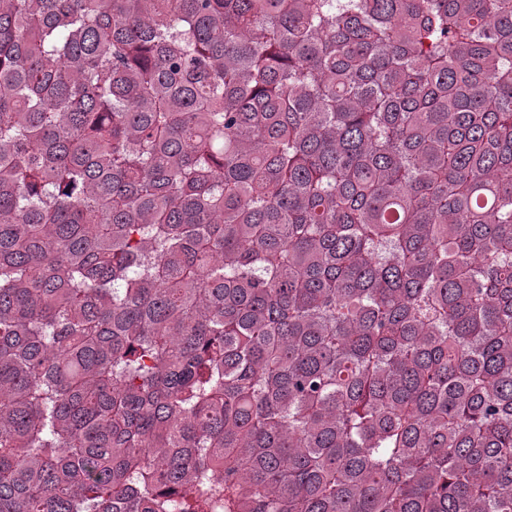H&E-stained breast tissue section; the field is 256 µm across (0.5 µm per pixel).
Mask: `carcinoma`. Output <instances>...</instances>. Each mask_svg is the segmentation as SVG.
<instances>
[{
	"label": "carcinoma",
	"instance_id": "cac0c4a2",
	"mask_svg": "<svg viewBox=\"0 0 512 512\" xmlns=\"http://www.w3.org/2000/svg\"><path fill=\"white\" fill-rule=\"evenodd\" d=\"M0 512H512V0H0Z\"/></svg>",
	"mask_w": 512,
	"mask_h": 512
}]
</instances>
